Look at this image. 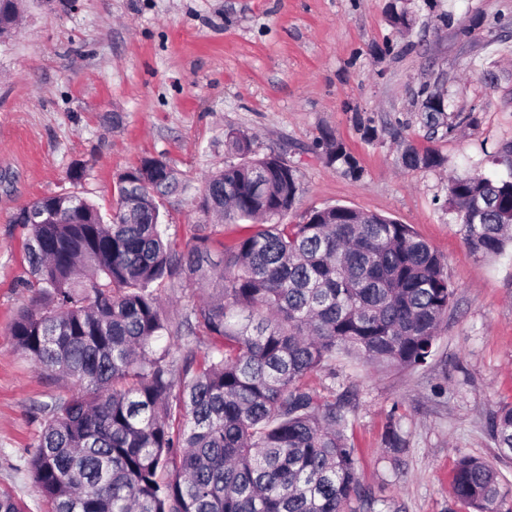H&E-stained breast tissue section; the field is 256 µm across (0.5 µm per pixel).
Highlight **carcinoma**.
Instances as JSON below:
<instances>
[{"label":"carcinoma","instance_id":"1","mask_svg":"<svg viewBox=\"0 0 512 512\" xmlns=\"http://www.w3.org/2000/svg\"><path fill=\"white\" fill-rule=\"evenodd\" d=\"M427 120L448 108L426 98ZM226 162L199 208L226 224L256 219L224 248L210 237L184 251L165 241L160 208L176 183L155 180L144 157L117 185L108 214L74 191L43 197L23 248L37 296L8 328L37 368L71 380L43 408L35 449L21 457L51 512H377L346 434L349 408L304 383L338 355L377 368L427 364L456 287L444 259L408 224L333 206L283 224L300 193L296 170L250 137L229 133ZM329 164L361 177L343 144L318 143ZM407 169L432 168L431 149L404 146ZM448 205L481 257L512 247V179L458 176ZM208 291L183 314L181 358L154 342L170 333L161 289L179 273ZM198 328L213 338L197 356ZM512 459V404L488 422ZM453 498L472 512H512L498 472L469 454Z\"/></svg>","mask_w":512,"mask_h":512}]
</instances>
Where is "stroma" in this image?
I'll list each match as a JSON object with an SVG mask.
<instances>
[{
  "label": "stroma",
  "mask_w": 512,
  "mask_h": 512,
  "mask_svg": "<svg viewBox=\"0 0 512 512\" xmlns=\"http://www.w3.org/2000/svg\"><path fill=\"white\" fill-rule=\"evenodd\" d=\"M0 40V490L25 512L49 505L17 457L34 447L43 406L69 393L14 346L7 328L33 294L11 217L81 189L109 208L120 175L166 159L180 185L164 202L177 248L211 237L213 259L250 225L213 224L198 207L230 132L254 136L297 170L285 216L347 206L410 225L447 261L457 287L426 367L376 369L337 358L308 385L351 396L347 435L380 512H469L449 491L460 454L483 458L512 494V461L494 457L486 423L512 401V249L475 255L447 206L451 177H512V0H23ZM413 24L398 29L393 12ZM471 34H462L464 25ZM448 95L437 128L421 89ZM342 142L363 174L328 164L315 144ZM436 168L406 169L405 144ZM86 177L74 186L71 170ZM397 430L402 453L389 449Z\"/></svg>",
  "instance_id": "stroma-1"
}]
</instances>
